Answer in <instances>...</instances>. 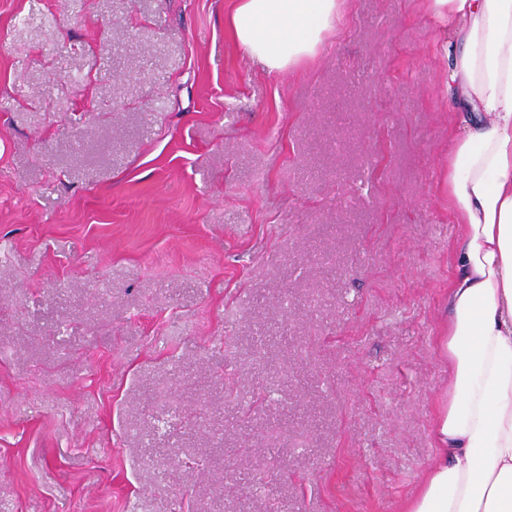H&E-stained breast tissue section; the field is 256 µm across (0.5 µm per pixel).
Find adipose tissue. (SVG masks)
I'll use <instances>...</instances> for the list:
<instances>
[{
	"label": "adipose tissue",
	"mask_w": 512,
	"mask_h": 512,
	"mask_svg": "<svg viewBox=\"0 0 512 512\" xmlns=\"http://www.w3.org/2000/svg\"><path fill=\"white\" fill-rule=\"evenodd\" d=\"M347 0H234L226 24L268 73L312 60ZM461 114L443 191L456 224L436 338L448 379L432 459L401 512H512V0H425Z\"/></svg>",
	"instance_id": "adipose-tissue-1"
}]
</instances>
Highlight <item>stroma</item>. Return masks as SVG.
<instances>
[{
  "label": "stroma",
  "mask_w": 512,
  "mask_h": 512,
  "mask_svg": "<svg viewBox=\"0 0 512 512\" xmlns=\"http://www.w3.org/2000/svg\"><path fill=\"white\" fill-rule=\"evenodd\" d=\"M233 0H0V512H401L455 110L423 0L267 73Z\"/></svg>",
  "instance_id": "35a3bbf8"
}]
</instances>
